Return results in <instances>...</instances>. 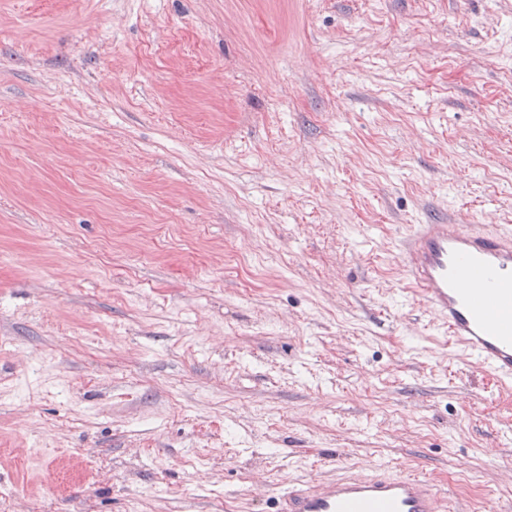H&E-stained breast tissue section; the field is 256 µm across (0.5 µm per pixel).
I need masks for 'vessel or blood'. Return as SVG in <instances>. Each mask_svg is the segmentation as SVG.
<instances>
[{"instance_id":"b4317fda","label":"vessel or blood","mask_w":512,"mask_h":512,"mask_svg":"<svg viewBox=\"0 0 512 512\" xmlns=\"http://www.w3.org/2000/svg\"><path fill=\"white\" fill-rule=\"evenodd\" d=\"M401 262L413 295L454 344L512 384V229L415 224ZM451 500L426 476L371 465L288 490L278 512H449Z\"/></svg>"}]
</instances>
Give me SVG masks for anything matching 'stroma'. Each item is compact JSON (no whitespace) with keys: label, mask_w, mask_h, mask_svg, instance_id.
<instances>
[{"label":"stroma","mask_w":512,"mask_h":512,"mask_svg":"<svg viewBox=\"0 0 512 512\" xmlns=\"http://www.w3.org/2000/svg\"><path fill=\"white\" fill-rule=\"evenodd\" d=\"M447 221L512 225V0H0V512H512V386L402 272ZM453 495L426 476L370 465L289 489L277 512H450Z\"/></svg>","instance_id":"35a3bbf8"}]
</instances>
